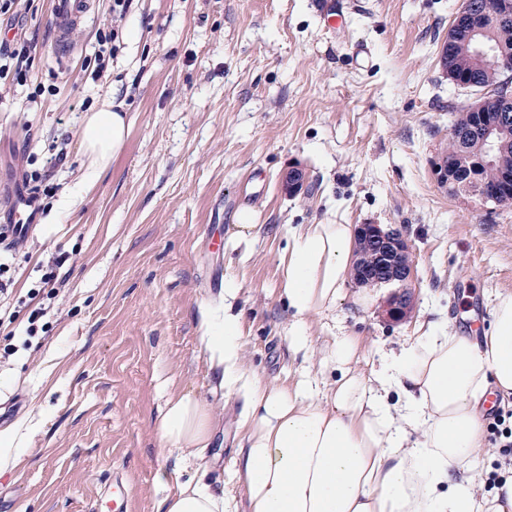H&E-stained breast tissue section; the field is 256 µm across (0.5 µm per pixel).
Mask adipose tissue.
<instances>
[{
	"instance_id": "ef3b65f1",
	"label": "adipose tissue",
	"mask_w": 512,
	"mask_h": 512,
	"mask_svg": "<svg viewBox=\"0 0 512 512\" xmlns=\"http://www.w3.org/2000/svg\"><path fill=\"white\" fill-rule=\"evenodd\" d=\"M129 132L121 104L86 113L80 131L88 174L107 168ZM280 259L283 294L304 316L335 308L352 275L350 224H302ZM483 342L427 325L381 368L364 374L366 344L323 345L334 380L304 373L291 386L245 371L239 317L201 342L225 389L246 400L237 505L203 479L176 481L155 512H512V483L481 493L475 467L490 448L480 420L488 389L512 396V291L497 295ZM156 431L164 453L208 471L216 413L194 392L170 394Z\"/></svg>"
}]
</instances>
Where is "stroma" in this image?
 <instances>
[{
	"label": "stroma",
	"mask_w": 512,
	"mask_h": 512,
	"mask_svg": "<svg viewBox=\"0 0 512 512\" xmlns=\"http://www.w3.org/2000/svg\"><path fill=\"white\" fill-rule=\"evenodd\" d=\"M112 4L94 0L64 52L50 0L0 15V35L22 31L32 44L26 83L0 88V225L17 223L15 204L29 196L23 170L45 168L51 146L66 152L22 250L0 254L15 315L0 330V433L20 459L0 472V512H113L116 476L132 512H155L188 476L161 456L155 429L178 389L215 408L207 480L243 501L245 398L211 369L203 319L239 315L245 368L288 386L302 364L294 331L314 353L361 337L369 374L424 322L482 340L495 294L512 290V204L468 203L434 172L454 108L471 99L441 59L461 0H130L121 16ZM39 85L58 91L31 101ZM112 95L130 132L89 178L81 121ZM292 168L304 175L294 197L282 188ZM244 210L259 225L247 239L236 228ZM300 224L402 227L415 257L410 318L383 320L393 286L372 288L364 306L351 281L335 310L295 317L279 261ZM54 252L68 256L56 310L27 348L22 300Z\"/></svg>",
	"instance_id": "obj_1"
}]
</instances>
